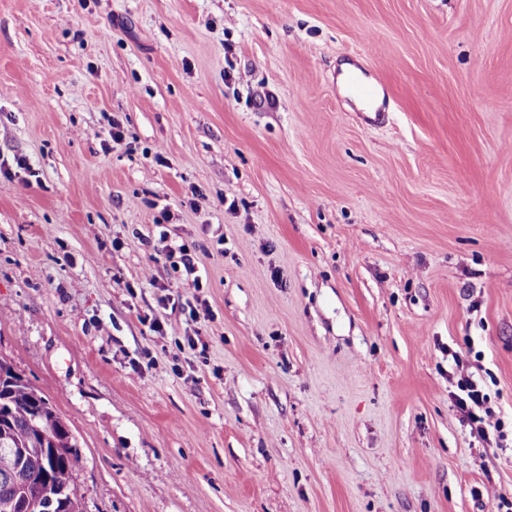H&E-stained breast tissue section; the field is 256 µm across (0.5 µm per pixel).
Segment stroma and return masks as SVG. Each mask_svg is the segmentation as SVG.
<instances>
[{
  "mask_svg": "<svg viewBox=\"0 0 512 512\" xmlns=\"http://www.w3.org/2000/svg\"><path fill=\"white\" fill-rule=\"evenodd\" d=\"M0 358L85 512L512 501V0H0ZM154 251L166 263L169 262L174 270H180L182 266L186 279L188 280L192 277L194 288L202 287V279L197 274L198 265L196 258L187 245L173 243L165 230H160ZM454 406L463 415L474 438L487 440L490 434L504 437L503 422L491 406L484 383L472 377H461L456 382V391L450 392Z\"/></svg>",
  "mask_w": 512,
  "mask_h": 512,
  "instance_id": "35a3bbf8",
  "label": "stroma"
}]
</instances>
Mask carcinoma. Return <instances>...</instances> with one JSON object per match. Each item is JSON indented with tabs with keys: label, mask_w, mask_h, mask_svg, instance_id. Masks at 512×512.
Instances as JSON below:
<instances>
[{
	"label": "carcinoma",
	"mask_w": 512,
	"mask_h": 512,
	"mask_svg": "<svg viewBox=\"0 0 512 512\" xmlns=\"http://www.w3.org/2000/svg\"><path fill=\"white\" fill-rule=\"evenodd\" d=\"M3 435L18 454L0 453V503L16 499L23 512H83L73 481L75 438L42 393L0 359Z\"/></svg>",
	"instance_id": "carcinoma-1"
}]
</instances>
